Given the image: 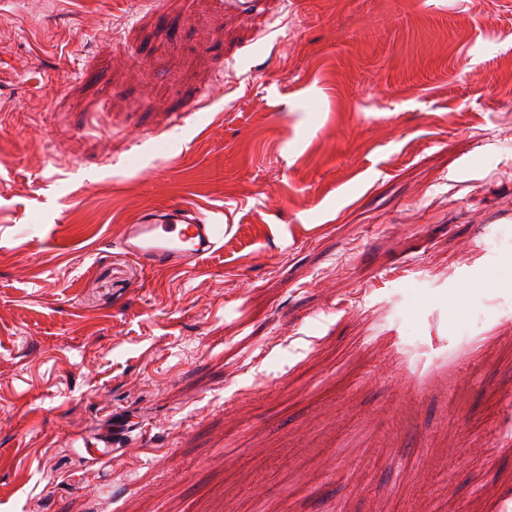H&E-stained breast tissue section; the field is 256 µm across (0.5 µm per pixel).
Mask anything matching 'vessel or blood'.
Here are the masks:
<instances>
[{"label":"vessel or blood","instance_id":"1","mask_svg":"<svg viewBox=\"0 0 512 512\" xmlns=\"http://www.w3.org/2000/svg\"><path fill=\"white\" fill-rule=\"evenodd\" d=\"M224 227L195 208L149 209L128 225L119 245L144 266L179 267L220 250Z\"/></svg>","mask_w":512,"mask_h":512}]
</instances>
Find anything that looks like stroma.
<instances>
[{
    "instance_id": "35a3bbf8",
    "label": "stroma",
    "mask_w": 512,
    "mask_h": 512,
    "mask_svg": "<svg viewBox=\"0 0 512 512\" xmlns=\"http://www.w3.org/2000/svg\"><path fill=\"white\" fill-rule=\"evenodd\" d=\"M508 493L512 0H0V512ZM223 224L195 208L173 205L149 209L127 225L119 245L148 268L179 267L220 250Z\"/></svg>"
}]
</instances>
